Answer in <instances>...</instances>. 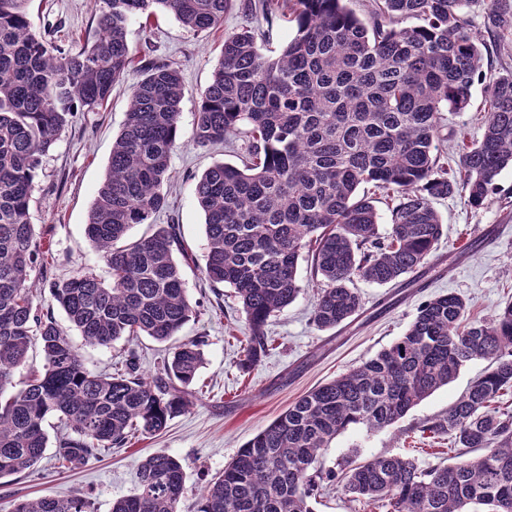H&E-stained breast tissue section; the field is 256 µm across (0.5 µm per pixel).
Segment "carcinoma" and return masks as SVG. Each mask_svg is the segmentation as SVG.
I'll return each mask as SVG.
<instances>
[{"instance_id":"cac0c4a2","label":"carcinoma","mask_w":512,"mask_h":512,"mask_svg":"<svg viewBox=\"0 0 512 512\" xmlns=\"http://www.w3.org/2000/svg\"><path fill=\"white\" fill-rule=\"evenodd\" d=\"M29 2L0 0V478L42 459L52 417L60 422L59 464L76 469L161 432L198 400L202 340L180 341L152 379L139 372L133 349L120 369L94 374L54 315L60 308L88 342L110 346L141 336L167 342L197 314L176 258L189 259L180 225L130 235L167 204L162 188L181 139L175 67H140L88 212L85 233L108 279L81 268L51 281L45 307L31 278L44 260L29 220L34 178L76 114L103 105L133 67L132 20L162 11L198 33L237 6L266 21L286 9L294 23L274 58L248 29L224 36L190 136L197 147L241 130L247 138L242 166L218 162L195 184L207 241L199 271L241 304L244 372L268 352V320L303 290L300 259L311 257L317 278L312 323L335 329L361 308L354 280L395 282L436 249L443 224L432 200L460 194L480 208L512 166V70L486 78L487 44L471 18L480 0H371L368 24L344 0H92L99 36L78 49L36 34ZM482 27L502 41L512 36V0H490ZM486 79L482 137L447 167L439 144L455 132L443 133V113L466 111L473 86ZM365 184L393 203L384 235L374 200L359 194ZM35 342L43 367L17 383ZM477 359L488 370L421 426L454 437L455 462L422 466L382 455L348 461L339 473L318 466L339 434L394 426ZM511 391L512 301L469 323L461 296L440 295L393 344L308 391L245 443L204 485L197 512H313L312 501L333 484L385 512H468L472 503L512 512V410L493 407ZM184 485L181 462L158 453L140 465L138 491L112 512H180ZM14 512H89V502L82 493L46 494Z\"/></svg>"}]
</instances>
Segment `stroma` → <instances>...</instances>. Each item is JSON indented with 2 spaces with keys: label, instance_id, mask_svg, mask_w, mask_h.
Returning a JSON list of instances; mask_svg holds the SVG:
<instances>
[{
  "label": "stroma",
  "instance_id": "stroma-1",
  "mask_svg": "<svg viewBox=\"0 0 512 512\" xmlns=\"http://www.w3.org/2000/svg\"><path fill=\"white\" fill-rule=\"evenodd\" d=\"M30 19L36 32L53 25L58 38L68 41L91 42L99 34L90 0H32ZM243 28L255 31L257 44L267 55L278 54L293 34L286 19L269 23L238 8L225 13L222 25L201 34L161 11L148 26L136 20L129 24L127 38L137 58L167 62L179 70L183 135L192 132L199 95L211 81L225 34ZM139 77L138 71L128 72L102 108L78 113L43 159L34 179L30 222L43 247L49 277L66 278L81 268L106 273L84 228L107 173L112 142L125 120L131 86ZM241 147L238 138L205 148L186 143L172 155V177L163 187L167 205L153 221L180 225L195 257H203L206 247L195 179L214 163H239ZM433 205L442 217L443 235L427 263L396 283L355 281L362 307L336 329L322 331L312 324L315 286L309 263L300 261L298 277L304 290L268 323L269 352L246 374L236 367L243 353L245 316L232 289L210 287L200 280L195 266H183L188 297L200 312L179 336L205 339L204 364L193 384L199 399L161 433L134 438L128 448L102 454L74 470L59 467V440L50 436L30 474L0 479V512H13L17 502L28 498L67 497L77 491L89 497L91 512H112L113 502L137 492L141 463L161 452L181 461L186 474L181 510L196 512L206 479L223 472L239 448L309 390L389 347L405 333L424 301L456 293L469 304V320L491 317L512 299V168L502 172L481 208L471 207L458 194L434 200ZM486 367V361H471L452 382L389 429L369 432L356 427L338 435L321 457L323 468L336 470L350 459L384 454L408 455L423 465L448 460L452 438L424 436L419 427L446 412Z\"/></svg>",
  "mask_w": 512,
  "mask_h": 512
}]
</instances>
